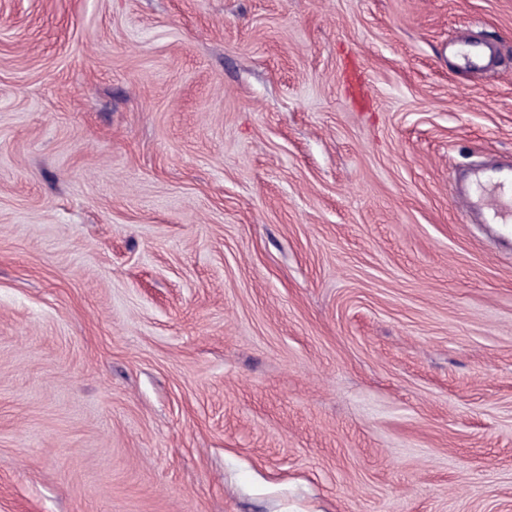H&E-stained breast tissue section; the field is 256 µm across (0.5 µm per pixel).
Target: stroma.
<instances>
[{
  "mask_svg": "<svg viewBox=\"0 0 512 512\" xmlns=\"http://www.w3.org/2000/svg\"><path fill=\"white\" fill-rule=\"evenodd\" d=\"M510 159L512 0H0V512H512ZM466 210H478L486 224L512 222V169L511 173L497 176H478L472 184L458 194Z\"/></svg>",
  "mask_w": 512,
  "mask_h": 512,
  "instance_id": "1",
  "label": "stroma"
}]
</instances>
